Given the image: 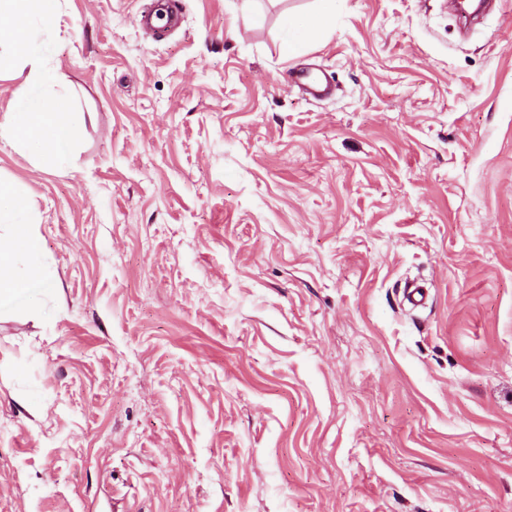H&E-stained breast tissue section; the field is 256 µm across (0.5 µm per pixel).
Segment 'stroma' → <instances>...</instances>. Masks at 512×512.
<instances>
[{"mask_svg":"<svg viewBox=\"0 0 512 512\" xmlns=\"http://www.w3.org/2000/svg\"><path fill=\"white\" fill-rule=\"evenodd\" d=\"M147 2L29 25L82 128L0 150L60 283L0 311V512H512V0L295 58L315 0Z\"/></svg>","mask_w":512,"mask_h":512,"instance_id":"stroma-1","label":"stroma"}]
</instances>
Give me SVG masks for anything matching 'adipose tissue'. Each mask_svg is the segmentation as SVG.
<instances>
[{
    "mask_svg": "<svg viewBox=\"0 0 512 512\" xmlns=\"http://www.w3.org/2000/svg\"><path fill=\"white\" fill-rule=\"evenodd\" d=\"M59 0H0V18L10 21L0 30V42L8 46L0 57V72L20 81L12 109L0 120V145L29 151L34 161L56 168L69 160L78 138V126L67 109L66 100L51 95L55 72L48 68L32 47L28 33L30 19H52ZM317 9L306 19L287 15L282 19L285 47L289 55L303 52L310 37L323 34L336 11L337 0H317ZM29 200L11 183L0 181V309L9 306L17 292L29 285L54 291L59 282L42 255L40 238L31 221ZM26 258L24 280H16L18 258Z\"/></svg>",
    "mask_w": 512,
    "mask_h": 512,
    "instance_id": "ef3b65f1",
    "label": "adipose tissue"
}]
</instances>
